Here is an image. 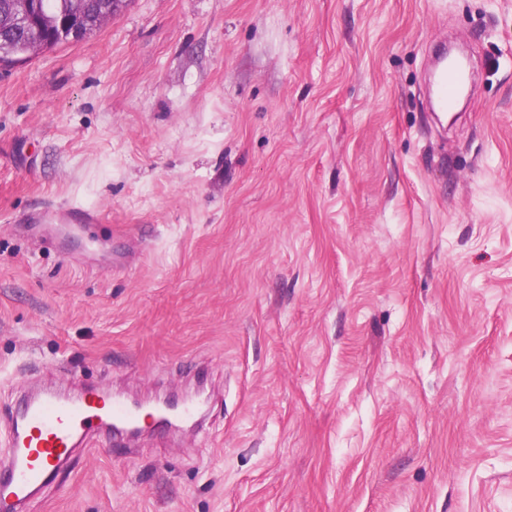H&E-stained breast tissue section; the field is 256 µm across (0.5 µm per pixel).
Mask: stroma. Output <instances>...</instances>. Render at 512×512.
Returning <instances> with one entry per match:
<instances>
[{
  "mask_svg": "<svg viewBox=\"0 0 512 512\" xmlns=\"http://www.w3.org/2000/svg\"><path fill=\"white\" fill-rule=\"evenodd\" d=\"M81 385L205 425L29 512H512V0H128L0 68V463ZM463 80V72L457 69H451L449 74L448 70L439 74L436 73L435 94H431L432 104L437 109L448 110V104L452 103V97Z\"/></svg>",
  "mask_w": 512,
  "mask_h": 512,
  "instance_id": "1",
  "label": "stroma"
}]
</instances>
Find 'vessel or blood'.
<instances>
[{
	"instance_id": "obj_1",
	"label": "vessel or blood",
	"mask_w": 512,
	"mask_h": 512,
	"mask_svg": "<svg viewBox=\"0 0 512 512\" xmlns=\"http://www.w3.org/2000/svg\"><path fill=\"white\" fill-rule=\"evenodd\" d=\"M463 80L457 69L436 74L433 105L447 108ZM143 420L142 410L96 390L71 395L46 389L27 396L11 425L9 459L0 465V512H25L55 471L91 435L102 431L129 435Z\"/></svg>"
}]
</instances>
